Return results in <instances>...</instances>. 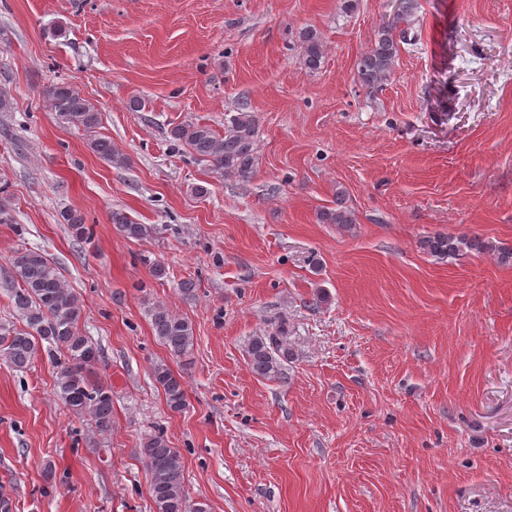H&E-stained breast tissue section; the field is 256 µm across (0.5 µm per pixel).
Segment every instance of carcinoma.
I'll return each instance as SVG.
<instances>
[{
	"label": "carcinoma",
	"mask_w": 512,
	"mask_h": 512,
	"mask_svg": "<svg viewBox=\"0 0 512 512\" xmlns=\"http://www.w3.org/2000/svg\"><path fill=\"white\" fill-rule=\"evenodd\" d=\"M409 29L393 32L391 27L379 29L371 47L356 63L357 80L365 88L376 89L390 76L400 44L412 41ZM303 63L316 71L324 60L325 47L315 28H305L299 35ZM45 106L55 113L59 123L75 126L84 132L87 146L93 154L112 165H128V157L99 132L101 110L84 97L71 82L56 81L41 91ZM257 119L247 111L230 117L224 134L199 123L176 125L170 130L173 140L184 144L197 160L205 162L221 175L241 181L249 180L258 164ZM58 219L68 225L79 243H91L92 234L85 216L78 210L66 208ZM114 227L130 240L151 237L150 224L132 221L120 209L112 210ZM321 222L334 224L349 232L355 218L342 205L320 214ZM423 253L444 259L467 253H490L503 265H512V246L497 245L474 236H455L436 233L419 241ZM11 269L17 287L10 289V306L25 322L22 327L0 325V361L17 370L27 368L35 359L46 355L56 368L55 390L77 418L90 420L100 432L112 429V389L89 377L91 369L101 360L98 343L81 329L84 304L66 282L59 269L35 249L23 248L11 259ZM146 313L154 336L171 355L190 364L194 347L192 322L173 312L162 302L148 304ZM248 365L256 376L277 380L283 375V362L291 359L288 330L281 326L274 334L251 338L247 347ZM152 378L164 395L166 405L174 412L187 406L183 377L175 374L164 362L152 366ZM142 463L149 475V492L155 512H206L191 502L185 485L184 462L177 449L170 446L161 431L147 438L140 448Z\"/></svg>",
	"instance_id": "cac0c4a2"
}]
</instances>
